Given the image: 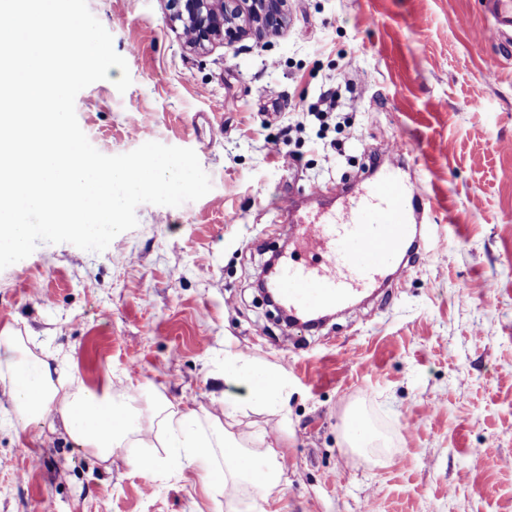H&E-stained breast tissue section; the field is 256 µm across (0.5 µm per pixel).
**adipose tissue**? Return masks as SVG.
I'll return each mask as SVG.
<instances>
[{
	"label": "adipose tissue",
	"mask_w": 512,
	"mask_h": 512,
	"mask_svg": "<svg viewBox=\"0 0 512 512\" xmlns=\"http://www.w3.org/2000/svg\"><path fill=\"white\" fill-rule=\"evenodd\" d=\"M239 368L252 404L275 400L282 387L278 377L245 357ZM0 392L18 431L61 423L68 440L104 461L131 440L141 448H167L184 466L208 464L212 491L228 500L238 495L244 481L269 492L282 473L274 449L251 454L221 423L205 421L193 410L174 409L162 395L89 385L68 362L12 330L0 332ZM217 451L223 463L213 462Z\"/></svg>",
	"instance_id": "ef3b65f1"
}]
</instances>
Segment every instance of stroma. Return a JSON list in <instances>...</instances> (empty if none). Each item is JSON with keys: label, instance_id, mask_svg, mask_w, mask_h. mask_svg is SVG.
Segmentation results:
<instances>
[{"label": "stroma", "instance_id": "1", "mask_svg": "<svg viewBox=\"0 0 512 512\" xmlns=\"http://www.w3.org/2000/svg\"><path fill=\"white\" fill-rule=\"evenodd\" d=\"M87 3L132 79L118 92L113 67L78 93L90 143L193 149L212 189L139 205L100 253L39 244L0 270V330L88 383L160 390L284 470L268 496L218 502L202 468L150 472L139 448L101 461L0 412V512H512V53L488 37L487 0H288L280 34L204 51L168 0ZM346 78L341 111L277 153ZM398 141L404 177L435 201L434 260L319 330L286 328L255 289L271 252L295 253L280 201L364 186ZM242 353L281 378L279 403L247 408L243 381L225 379ZM351 411L378 437L369 456L347 444Z\"/></svg>", "mask_w": 512, "mask_h": 512}]
</instances>
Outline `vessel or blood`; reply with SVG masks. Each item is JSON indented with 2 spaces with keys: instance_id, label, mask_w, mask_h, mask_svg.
<instances>
[{
  "instance_id": "vessel-or-blood-1",
  "label": "vessel or blood",
  "mask_w": 512,
  "mask_h": 512,
  "mask_svg": "<svg viewBox=\"0 0 512 512\" xmlns=\"http://www.w3.org/2000/svg\"><path fill=\"white\" fill-rule=\"evenodd\" d=\"M494 26L491 38L512 44V0H490ZM406 146L389 151L388 165L360 193L338 186L339 210L327 209L317 217L300 214L294 198L280 206L282 216L298 224L303 244L318 255L312 264L286 262L275 288L282 305L292 315L307 316L338 308L383 276L387 263L406 242H414L420 260L433 254L422 242L420 217L433 210L428 194L410 189L400 178Z\"/></svg>"
}]
</instances>
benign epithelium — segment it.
<instances>
[{"instance_id":"obj_1","label":"benign epithelium","mask_w":512,"mask_h":512,"mask_svg":"<svg viewBox=\"0 0 512 512\" xmlns=\"http://www.w3.org/2000/svg\"><path fill=\"white\" fill-rule=\"evenodd\" d=\"M172 18L193 32L189 44L203 49L214 41L234 42L254 33L279 32L287 0H169Z\"/></svg>"}]
</instances>
